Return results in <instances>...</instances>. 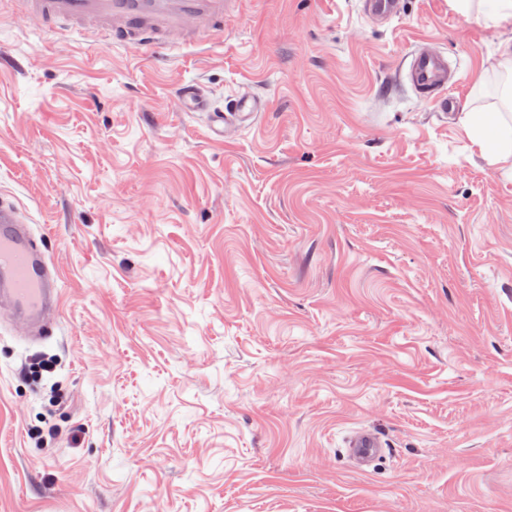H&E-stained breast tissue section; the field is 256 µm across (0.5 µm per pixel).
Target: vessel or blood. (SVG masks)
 I'll use <instances>...</instances> for the list:
<instances>
[{"label": "vessel or blood", "mask_w": 512, "mask_h": 512, "mask_svg": "<svg viewBox=\"0 0 512 512\" xmlns=\"http://www.w3.org/2000/svg\"><path fill=\"white\" fill-rule=\"evenodd\" d=\"M28 15L54 30L72 36L100 31L114 43L131 49H160L200 33L220 36L224 16L238 10L241 0H21ZM368 17L389 22L397 15V0H364ZM408 79L416 92L435 93V104L446 110L452 98L446 92L448 62L417 50L411 57ZM180 107L204 112L215 139H223L233 127L251 123L259 102L233 99L226 108H215L194 88H185ZM60 277L47 254L38 247L29 227L18 216L16 204L0 196V308L7 310L15 329L23 335L48 327L47 313L58 308ZM386 443L379 433L365 430L352 434L347 452L357 469L372 466L384 454Z\"/></svg>", "instance_id": "vessel-or-blood-1"}]
</instances>
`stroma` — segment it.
Listing matches in <instances>:
<instances>
[{
	"instance_id": "obj_1",
	"label": "stroma",
	"mask_w": 512,
	"mask_h": 512,
	"mask_svg": "<svg viewBox=\"0 0 512 512\" xmlns=\"http://www.w3.org/2000/svg\"><path fill=\"white\" fill-rule=\"evenodd\" d=\"M511 41L448 0H243L152 51L1 7L0 195L62 300L43 342L0 312V512H512V170L461 122ZM190 83L264 108L217 140ZM364 4L369 18L387 23L397 16V0H364ZM408 79L416 92L428 94L439 90L434 102L441 111L448 109L452 97L447 94L448 60L426 52L420 47L410 59ZM346 446L357 469L365 471V467L372 466L384 454L387 445L381 434L365 430L352 434Z\"/></svg>"
}]
</instances>
